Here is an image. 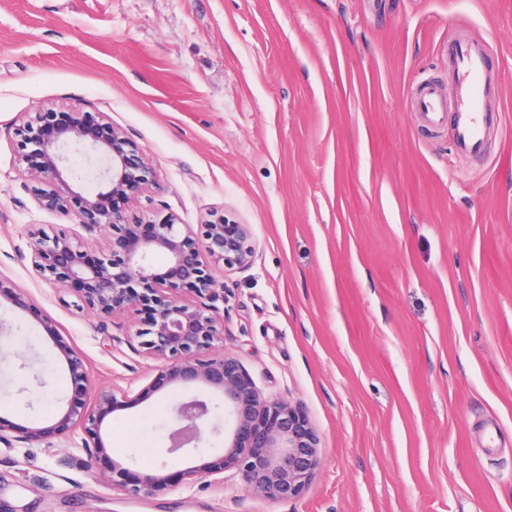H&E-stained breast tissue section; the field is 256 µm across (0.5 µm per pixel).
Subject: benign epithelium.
I'll list each match as a JSON object with an SVG mask.
<instances>
[{"label":"benign epithelium","instance_id":"7a95c632","mask_svg":"<svg viewBox=\"0 0 512 512\" xmlns=\"http://www.w3.org/2000/svg\"><path fill=\"white\" fill-rule=\"evenodd\" d=\"M24 172L40 184L37 200L48 212L72 215L91 236L106 240V248L91 260L82 244L64 235L31 238L36 272L61 289H73L88 309L101 318L129 310L145 315V328L135 334L140 348L164 361L158 377L141 392L148 396L167 385L204 386L219 393L235 426L224 443V455L213 462L185 468L181 480L190 484L234 469L246 487L270 498L294 497L311 482L320 467L319 438L303 407L264 397L245 368L224 354L203 358L221 333L217 302L224 287L211 266L245 269L254 255L250 227L234 224L220 214L203 224L198 239L174 214L144 224H130L125 204L154 183V170L141 149L121 130L72 107L51 128L31 124L19 130ZM75 146L102 164L98 186L83 192L65 150ZM160 254L157 266L151 256ZM133 338V339H135ZM128 339V344H133ZM58 348L76 389L89 391L91 380L82 356L62 337ZM118 404L110 391L95 394L93 405L70 402L61 417L46 426L19 427L0 416V444L52 448L51 439L81 433L78 450L88 463L110 459L112 448L101 435L104 418ZM214 418L209 402L184 399L173 408L174 429L169 452L197 447L202 431ZM110 485L133 496H155L170 488L159 468L141 471L130 481L125 468L112 464Z\"/></svg>","mask_w":512,"mask_h":512}]
</instances>
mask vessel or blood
I'll return each mask as SVG.
<instances>
[{
	"label": "vessel or blood",
	"mask_w": 512,
	"mask_h": 512,
	"mask_svg": "<svg viewBox=\"0 0 512 512\" xmlns=\"http://www.w3.org/2000/svg\"><path fill=\"white\" fill-rule=\"evenodd\" d=\"M454 76L452 96L438 88L424 85L413 103L429 125L437 127L446 114L454 116V144L458 151L482 153L491 123L487 98L491 91V71L483 41L459 36L450 51Z\"/></svg>",
	"instance_id": "obj_1"
}]
</instances>
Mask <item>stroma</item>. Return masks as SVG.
<instances>
[{"instance_id": "obj_1", "label": "stroma", "mask_w": 512, "mask_h": 512, "mask_svg": "<svg viewBox=\"0 0 512 512\" xmlns=\"http://www.w3.org/2000/svg\"><path fill=\"white\" fill-rule=\"evenodd\" d=\"M462 34L486 41L495 78L477 156L452 118L433 131L410 105L423 82L452 93ZM76 103L156 172L130 217L250 225V267L212 269L215 350L303 406L322 463L298 497L229 472L179 483L221 455L223 416L170 452L169 410L194 390L139 397L161 366L126 343L142 316L100 320L34 270L38 230L100 251L39 207L19 162L17 128ZM0 280L27 303H0V416L58 419L75 396L64 338L117 397L113 460L177 480L135 498L65 440L0 445V512H512V0H0Z\"/></svg>"}]
</instances>
